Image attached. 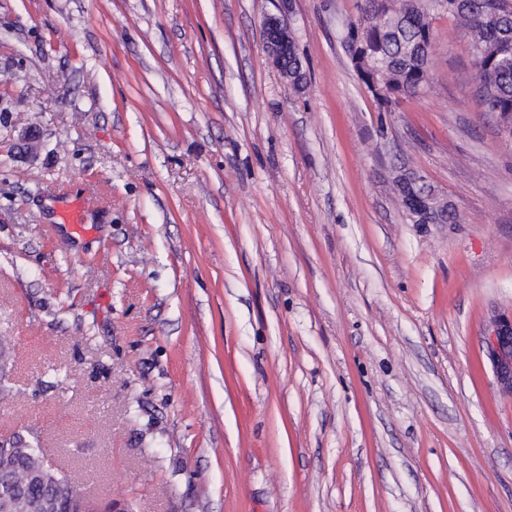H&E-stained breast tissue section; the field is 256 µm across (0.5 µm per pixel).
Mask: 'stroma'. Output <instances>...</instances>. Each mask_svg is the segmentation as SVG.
Instances as JSON below:
<instances>
[{
    "label": "stroma",
    "instance_id": "1",
    "mask_svg": "<svg viewBox=\"0 0 512 512\" xmlns=\"http://www.w3.org/2000/svg\"><path fill=\"white\" fill-rule=\"evenodd\" d=\"M362 2L0 0V438L102 510L512 512V141L439 9L379 111ZM404 171L457 223H413ZM263 30L264 47L267 54L292 88L296 92H300L304 88L305 72L301 59L296 52L295 44L288 47L289 43H293V38L287 25L279 17L268 16L263 21ZM286 56H288V59L283 65ZM283 66L288 69V74ZM489 354L503 379L512 384V320H496L488 338Z\"/></svg>",
    "mask_w": 512,
    "mask_h": 512
}]
</instances>
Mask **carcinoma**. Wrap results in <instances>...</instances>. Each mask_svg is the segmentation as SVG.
Listing matches in <instances>:
<instances>
[{
	"instance_id": "carcinoma-1",
	"label": "carcinoma",
	"mask_w": 512,
	"mask_h": 512,
	"mask_svg": "<svg viewBox=\"0 0 512 512\" xmlns=\"http://www.w3.org/2000/svg\"><path fill=\"white\" fill-rule=\"evenodd\" d=\"M437 6L461 20L468 30L476 72L478 107L497 117L500 131L512 136V0H364L355 20L359 44L347 53L360 79L384 108L420 94L428 82L433 46L430 7ZM288 82L299 92L305 72L295 45L288 47ZM45 452L39 443L5 450L0 447V492L9 490L32 504L50 497L52 489L36 474ZM68 498H55L56 512L84 498L68 477L52 472Z\"/></svg>"
}]
</instances>
